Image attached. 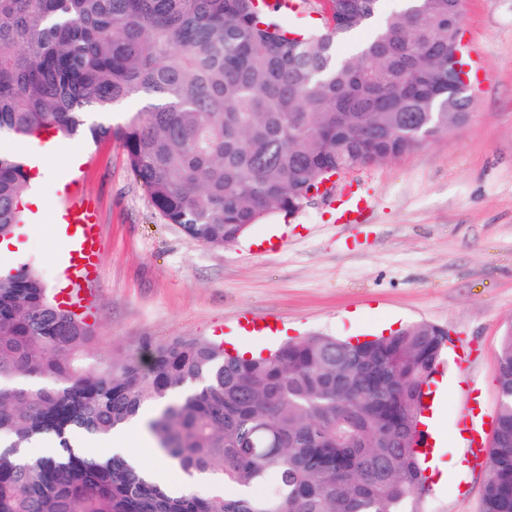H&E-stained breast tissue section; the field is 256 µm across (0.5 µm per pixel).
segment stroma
<instances>
[{"mask_svg":"<svg viewBox=\"0 0 512 512\" xmlns=\"http://www.w3.org/2000/svg\"><path fill=\"white\" fill-rule=\"evenodd\" d=\"M461 33L486 78L469 120L399 158L352 169L332 197L251 225L216 248L167 223L131 171L123 142L78 136L79 191L98 205L99 276L79 281L97 343L86 359L141 354V343L199 336L268 352L311 334L365 339L384 321L433 323L453 341L438 406L446 443L422 512H480L485 470L463 460V419L498 407L496 354L512 322V0H464ZM61 189L38 190L43 212L22 221L0 269L35 265L47 287L66 285L52 234ZM373 204L340 224L330 202L349 192ZM274 322V336L242 337L246 318ZM467 359H460L459 345Z\"/></svg>","mask_w":512,"mask_h":512,"instance_id":"1","label":"stroma"}]
</instances>
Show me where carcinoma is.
<instances>
[{"label": "carcinoma", "mask_w": 512, "mask_h": 512, "mask_svg": "<svg viewBox=\"0 0 512 512\" xmlns=\"http://www.w3.org/2000/svg\"><path fill=\"white\" fill-rule=\"evenodd\" d=\"M405 2L380 20L381 0H334V23L295 29L266 0H0V139L110 137L113 108L144 95L118 130L132 172L168 223L232 244L337 171L468 121L472 95L448 89L462 6ZM29 180L0 149L3 238ZM445 335H312L255 358L175 336L144 342L147 369L116 354L90 368L86 316L28 266L0 276V512H421L418 425ZM496 381L481 512H512V323ZM148 405L169 465L233 492L179 496L119 455L77 451ZM46 440L55 451L26 453Z\"/></svg>", "instance_id": "1"}]
</instances>
